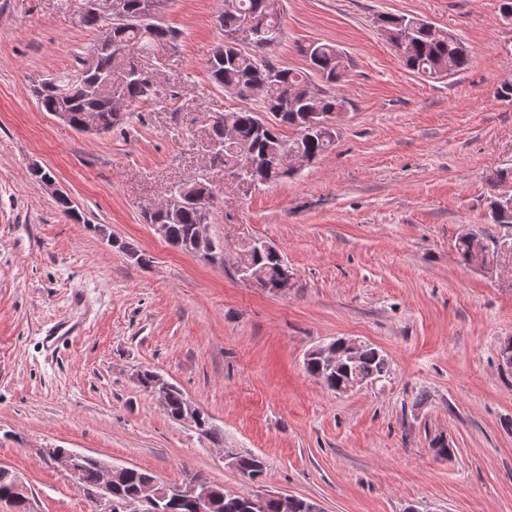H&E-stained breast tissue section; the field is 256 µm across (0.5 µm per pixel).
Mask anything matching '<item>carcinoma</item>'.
<instances>
[{
	"label": "carcinoma",
	"mask_w": 512,
	"mask_h": 512,
	"mask_svg": "<svg viewBox=\"0 0 512 512\" xmlns=\"http://www.w3.org/2000/svg\"><path fill=\"white\" fill-rule=\"evenodd\" d=\"M102 9L88 11L83 24L97 29L107 22L101 37L75 61L67 75L56 79V85L41 82L34 86L40 109L49 114L69 112L72 125L84 123L91 117L108 133L123 124L132 107L153 96L152 84L141 72L140 59L159 45L177 42L178 33L165 26L158 17L162 0H103ZM238 9H224L217 22L224 31V42L218 45L207 60L211 80L231 93L239 88L250 90L247 101L252 107L224 112L212 123V139L219 145L212 161L226 168H234L245 161L243 150L249 149L259 163L256 181L267 184L292 174L282 168L276 153L284 146L300 151L308 161L330 152L335 144L329 136L312 129L308 116L315 112L333 115L341 111L345 98L334 93L335 85L344 75L347 61L336 45L316 41L299 47L308 61L309 69L293 70L276 67L270 63L263 50L278 39L281 22L278 16L262 6V0H237ZM253 15L256 26L248 30L251 48L245 49L239 33L245 31L242 17ZM386 23V38L391 46L403 42L397 53L402 65L409 71L429 78L444 74L454 75L464 71L469 64V52L462 40L435 27L414 15H389L377 17ZM103 79L112 80V97L97 95L93 87ZM272 114L276 125H260L264 113ZM295 127L297 136L285 139L278 127ZM188 190L197 198L208 202L214 193L206 180L194 176L184 181ZM208 218V213L196 205L182 204L167 214L149 211L145 214L148 224H164V240L182 251H189L197 225ZM242 264L251 268L258 282L281 281L288 269L285 259L278 254H266L242 247ZM310 375L321 378L323 385L336 392L348 379L367 378L383 381L392 372L389 359L377 348L367 346L355 354L352 361L338 367L329 366L318 358L305 365ZM165 412L179 421L188 417L187 398L173 384H167ZM236 470L254 480L263 475L264 462L255 455H240ZM156 479L151 472L133 468L117 482L116 493L133 498L142 486ZM100 480L96 464H85L78 479L83 491L93 489ZM166 490L163 512H193L188 499L178 493L179 484L160 483ZM210 512H280L276 500H267L260 508L251 506L250 498L230 494L219 487H212Z\"/></svg>",
	"instance_id": "1"
}]
</instances>
